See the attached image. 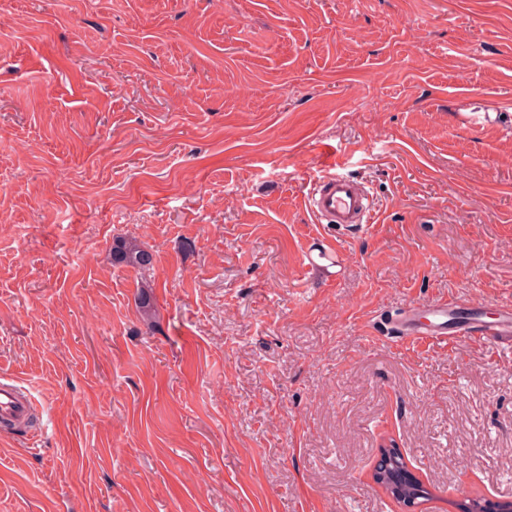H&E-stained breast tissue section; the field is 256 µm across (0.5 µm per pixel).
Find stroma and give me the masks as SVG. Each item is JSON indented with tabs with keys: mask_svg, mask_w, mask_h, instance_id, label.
<instances>
[{
	"mask_svg": "<svg viewBox=\"0 0 512 512\" xmlns=\"http://www.w3.org/2000/svg\"><path fill=\"white\" fill-rule=\"evenodd\" d=\"M444 299L512 302V0H0V512H402L389 437L512 500V343L397 335ZM306 205L317 222L341 228L367 227L376 210L367 185L340 171L320 176L312 185ZM112 261L145 270L153 266V255L135 239L118 238L112 246ZM33 400L30 392L15 381L0 380V417L25 419L33 412Z\"/></svg>",
	"mask_w": 512,
	"mask_h": 512,
	"instance_id": "stroma-1",
	"label": "stroma"
}]
</instances>
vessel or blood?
<instances>
[{"label": "vessel or blood", "instance_id": "obj_1", "mask_svg": "<svg viewBox=\"0 0 512 512\" xmlns=\"http://www.w3.org/2000/svg\"><path fill=\"white\" fill-rule=\"evenodd\" d=\"M309 212L322 224L338 227H366L376 210V203L367 185L343 172L320 176L307 196ZM454 301L431 305L427 311L411 309L401 325L402 338L411 342L450 343L460 338L482 343H495L512 338V303L498 305L493 322L472 317L463 322L456 319ZM30 392L16 382L0 381V417L25 419L33 411Z\"/></svg>", "mask_w": 512, "mask_h": 512}]
</instances>
